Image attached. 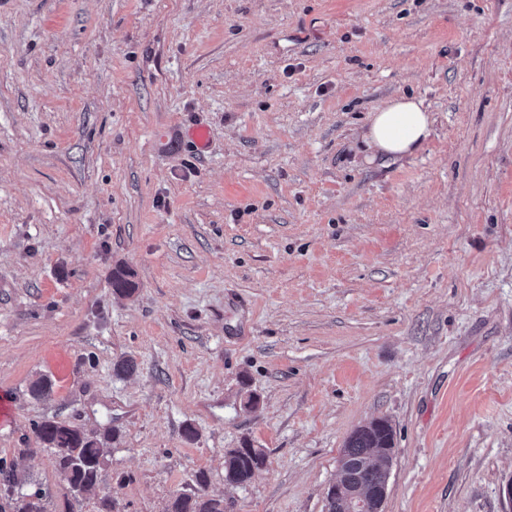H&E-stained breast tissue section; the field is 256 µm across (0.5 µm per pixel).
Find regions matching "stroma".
I'll list each match as a JSON object with an SVG mask.
<instances>
[{
	"mask_svg": "<svg viewBox=\"0 0 512 512\" xmlns=\"http://www.w3.org/2000/svg\"><path fill=\"white\" fill-rule=\"evenodd\" d=\"M405 94L431 136L365 163ZM0 406L50 512L100 505L47 418L103 439L115 512L201 471L224 512H326L379 418L384 512H512V0H0ZM132 271L122 265L112 271L111 286L112 292L121 297H131L136 291V283L133 280ZM264 462V449L247 445L231 448L224 454V478L236 486L247 484Z\"/></svg>",
	"mask_w": 512,
	"mask_h": 512,
	"instance_id": "stroma-1",
	"label": "stroma"
}]
</instances>
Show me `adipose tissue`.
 I'll return each mask as SVG.
<instances>
[{"label": "adipose tissue", "instance_id": "adipose-tissue-1", "mask_svg": "<svg viewBox=\"0 0 512 512\" xmlns=\"http://www.w3.org/2000/svg\"><path fill=\"white\" fill-rule=\"evenodd\" d=\"M431 125L422 98L399 96L378 106L360 133L366 161H397L414 155L429 138Z\"/></svg>", "mask_w": 512, "mask_h": 512}]
</instances>
